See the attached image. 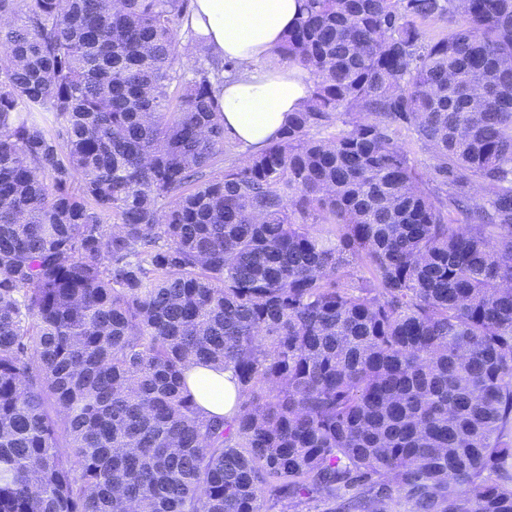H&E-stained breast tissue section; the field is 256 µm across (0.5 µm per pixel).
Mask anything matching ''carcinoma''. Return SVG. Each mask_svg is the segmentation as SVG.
I'll use <instances>...</instances> for the list:
<instances>
[{
	"label": "carcinoma",
	"mask_w": 512,
	"mask_h": 512,
	"mask_svg": "<svg viewBox=\"0 0 512 512\" xmlns=\"http://www.w3.org/2000/svg\"><path fill=\"white\" fill-rule=\"evenodd\" d=\"M456 2L304 0L226 166L189 0H0V512H512V0ZM397 139L399 145L404 147L417 172L424 180H428L429 172L434 163L431 151L417 141L410 131L402 130L398 133ZM206 380L207 394L201 391L200 381ZM187 383L198 404L208 413L231 417L233 414L237 387L231 369L214 372L197 367L189 372Z\"/></svg>",
	"instance_id": "cac0c4a2"
}]
</instances>
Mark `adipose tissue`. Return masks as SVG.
I'll return each instance as SVG.
<instances>
[{
  "label": "adipose tissue",
  "instance_id": "adipose-tissue-1",
  "mask_svg": "<svg viewBox=\"0 0 512 512\" xmlns=\"http://www.w3.org/2000/svg\"><path fill=\"white\" fill-rule=\"evenodd\" d=\"M301 14L302 0H193L190 25L197 47L236 63V72L224 77L220 106L228 136L251 151L281 136L313 88V74L282 53L284 36ZM187 383L206 412L232 416V370L197 367Z\"/></svg>",
  "mask_w": 512,
  "mask_h": 512
}]
</instances>
